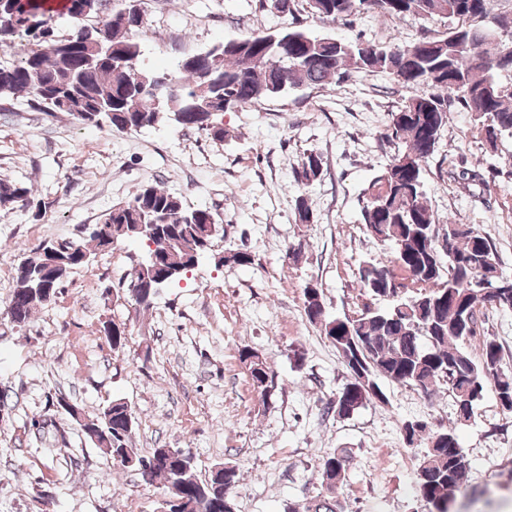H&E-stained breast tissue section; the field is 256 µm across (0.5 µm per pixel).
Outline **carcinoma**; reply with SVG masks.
<instances>
[{
    "mask_svg": "<svg viewBox=\"0 0 512 512\" xmlns=\"http://www.w3.org/2000/svg\"><path fill=\"white\" fill-rule=\"evenodd\" d=\"M145 0H64L61 8L48 0H0V49L26 41L30 49L18 62L0 64V101L26 97L42 112H63L81 124L134 132L157 124L161 115L185 128H196L224 141V113L305 86L324 89L355 73L386 71L412 95L391 113L389 140H401L398 155L365 190V229L394 249L393 265L364 262L363 288L392 300L387 310L363 309L354 317H325L319 289H303L307 320L321 327L340 352L347 382L327 403V411L347 418L366 405L385 402L378 379L409 386L431 397L439 384L448 386L459 421L474 418L486 389L500 406L512 411V373L502 369V348L483 337L479 358L464 346L477 335L482 308L512 309V289L495 295L490 287L502 276L495 247L476 228L448 224L437 228L423 199L422 171L436 151L450 113L469 112L478 121L486 144L512 137V0H306L308 13L322 23L346 21L371 13L386 18L414 16L448 20V32L424 36L406 45L342 41L314 36L297 27L246 38L225 40L181 59L177 70L159 77L142 65L136 33L143 23ZM69 30L56 33L59 19ZM323 172L320 155L309 153L300 179L312 182ZM451 178L465 186L486 183L476 169L461 167ZM32 188L0 180V209L31 203ZM219 220L206 209L187 207L182 198L154 185H144L128 201L117 204L97 224L89 241H70L57 252L61 278L50 282L52 294L71 270L88 264L117 243L147 246L143 261L121 286L123 297L143 312L152 302L141 293L180 282L208 253L205 242ZM252 255L228 248L221 264L248 266ZM47 257L40 251L23 257L16 267L10 298L16 326H25L48 300L33 296L42 285ZM410 280L415 295L394 297L389 284ZM251 385L262 404L275 389L274 374L253 351L239 350ZM87 426L83 435L105 456H120L144 483H161L177 504L169 512H229L231 490L240 480L237 465L224 463L201 480L192 457L162 458V448L143 456L133 444L135 415L131 406L114 400ZM407 445L424 446L416 483L431 512H449L455 492L463 489L470 461L454 430L426 431L420 421L402 425ZM350 458L327 453L320 458V489L304 508L290 504L285 512H346L336 496L346 480Z\"/></svg>",
    "mask_w": 512,
    "mask_h": 512,
    "instance_id": "obj_1",
    "label": "carcinoma"
}]
</instances>
